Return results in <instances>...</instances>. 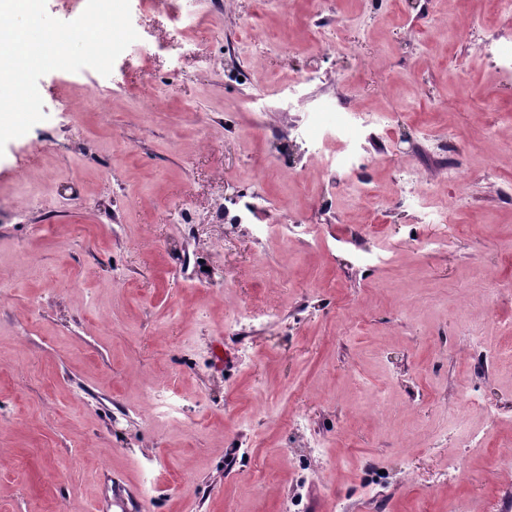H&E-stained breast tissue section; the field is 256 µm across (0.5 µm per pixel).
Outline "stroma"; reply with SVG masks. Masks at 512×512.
<instances>
[{"label": "stroma", "mask_w": 512, "mask_h": 512, "mask_svg": "<svg viewBox=\"0 0 512 512\" xmlns=\"http://www.w3.org/2000/svg\"><path fill=\"white\" fill-rule=\"evenodd\" d=\"M131 21L140 54L42 76L44 120L0 154V512L512 505V358L480 359L512 347V82L484 44L503 0H160ZM304 112L390 123L347 127L371 163L332 177ZM408 168L430 209L461 199L448 226L394 197ZM253 200L315 237L220 220Z\"/></svg>", "instance_id": "1"}]
</instances>
